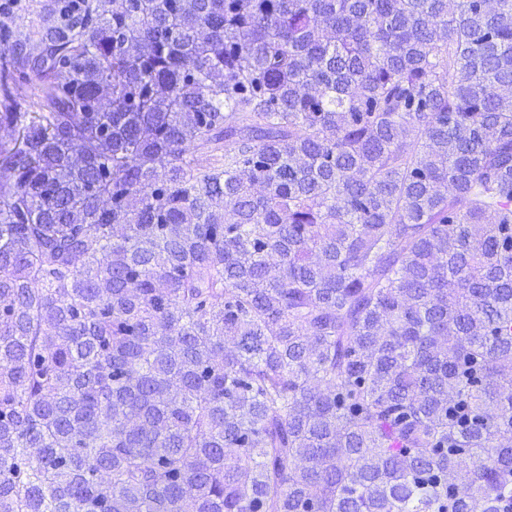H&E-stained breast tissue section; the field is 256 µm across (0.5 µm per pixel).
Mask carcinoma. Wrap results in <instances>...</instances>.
I'll list each match as a JSON object with an SVG mask.
<instances>
[{
	"instance_id": "obj_1",
	"label": "carcinoma",
	"mask_w": 512,
	"mask_h": 512,
	"mask_svg": "<svg viewBox=\"0 0 512 512\" xmlns=\"http://www.w3.org/2000/svg\"><path fill=\"white\" fill-rule=\"evenodd\" d=\"M2 126L0 512H512V0H80Z\"/></svg>"
}]
</instances>
